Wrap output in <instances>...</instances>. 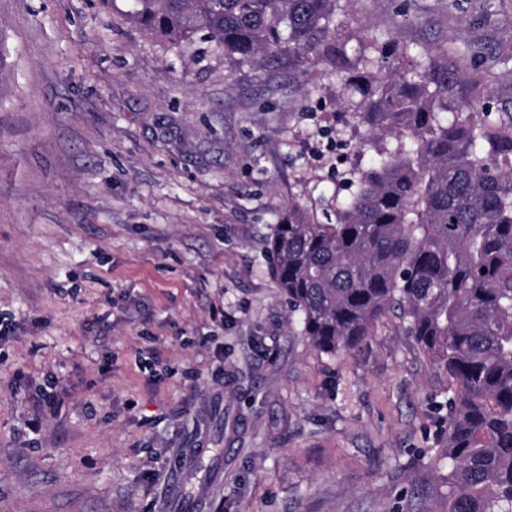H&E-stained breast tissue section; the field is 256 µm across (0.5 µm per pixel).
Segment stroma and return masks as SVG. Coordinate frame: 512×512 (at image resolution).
<instances>
[{
    "mask_svg": "<svg viewBox=\"0 0 512 512\" xmlns=\"http://www.w3.org/2000/svg\"><path fill=\"white\" fill-rule=\"evenodd\" d=\"M340 5L350 54L448 47L512 113V0ZM127 9L0 0V512H443L447 371L390 313L319 352L271 273L288 202L371 162L335 78Z\"/></svg>",
    "mask_w": 512,
    "mask_h": 512,
    "instance_id": "stroma-1",
    "label": "stroma"
}]
</instances>
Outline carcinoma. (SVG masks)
Listing matches in <instances>:
<instances>
[{"instance_id": "1", "label": "carcinoma", "mask_w": 512, "mask_h": 512, "mask_svg": "<svg viewBox=\"0 0 512 512\" xmlns=\"http://www.w3.org/2000/svg\"><path fill=\"white\" fill-rule=\"evenodd\" d=\"M339 0H131L145 31L203 32L232 64L272 60L341 74L339 106L374 152L320 222L297 202L274 225L271 272L301 335L336 356L396 314L448 372V512H512V113L456 103L464 72L435 47L406 67L348 56Z\"/></svg>"}]
</instances>
